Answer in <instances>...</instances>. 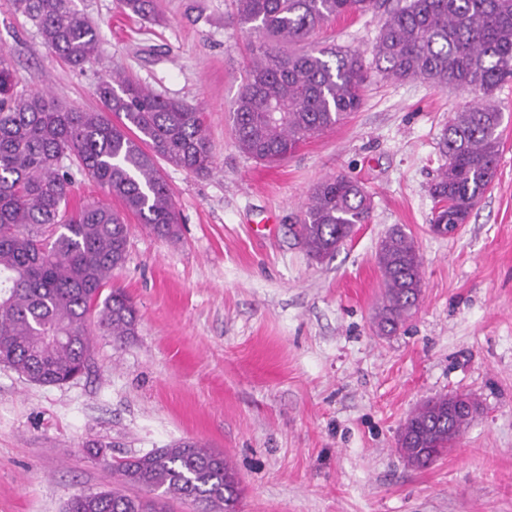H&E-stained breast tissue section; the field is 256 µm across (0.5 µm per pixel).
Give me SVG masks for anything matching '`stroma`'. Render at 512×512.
Segmentation results:
<instances>
[{"label":"stroma","mask_w":512,"mask_h":512,"mask_svg":"<svg viewBox=\"0 0 512 512\" xmlns=\"http://www.w3.org/2000/svg\"><path fill=\"white\" fill-rule=\"evenodd\" d=\"M100 33L96 61L73 68L0 0V50L14 90L49 92L91 111L117 68L155 93L200 104L215 164L204 176L161 163L175 239L135 216L114 287L133 299L135 336L91 332V363L63 385H38L0 363V512H64L76 494L111 489L113 461L185 441L224 456L244 486L241 512H512V81L496 176L468 224L433 230L439 142L467 98L421 80L382 77L371 53L387 9L326 24L321 49L364 54L357 112L283 162L234 143L229 107L250 39L232 0H158L161 23L124 16L118 0H75ZM343 174L372 200L368 223L331 256H309L298 220L312 186ZM273 220L275 230L255 235ZM422 257L415 314L380 335L375 253L392 229ZM478 405L452 452L416 469L397 449L426 400Z\"/></svg>","instance_id":"stroma-1"}]
</instances>
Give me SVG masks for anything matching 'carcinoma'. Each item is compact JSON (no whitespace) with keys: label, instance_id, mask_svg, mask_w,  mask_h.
Returning a JSON list of instances; mask_svg holds the SVG:
<instances>
[{"label":"carcinoma","instance_id":"obj_1","mask_svg":"<svg viewBox=\"0 0 512 512\" xmlns=\"http://www.w3.org/2000/svg\"><path fill=\"white\" fill-rule=\"evenodd\" d=\"M376 0H235L239 25L258 42L229 109L238 149L259 161L285 160L311 137L358 110L368 71L349 48L318 51L306 42L325 23L363 14ZM43 44L76 68L98 55L94 22L74 0H12ZM128 16L158 20L155 0H120ZM384 77L420 79L470 97L448 121L445 158L431 185L432 224H466L498 165L502 113L493 100L512 77V0H405L383 20L372 49ZM100 112H80L47 93H13L11 62L0 50V363L40 385L67 383L89 368L88 323L115 341L135 335L132 299L112 287L127 253L131 214L153 233L178 234L170 188L159 161L205 175L214 165L203 112L164 99L118 69L96 86ZM70 165H65L64 160ZM117 199L73 209L70 167ZM367 190L338 174L316 183L300 235L316 259L333 254L369 221ZM385 288L378 327L393 333L417 308L421 257L405 233L379 243ZM471 414L448 413V396L429 400L406 420L399 452L426 468L448 452ZM118 486L72 498L66 512H168L173 499L203 512H239L235 469L196 443H176L112 465ZM133 487L149 492L130 494Z\"/></svg>","mask_w":512,"mask_h":512}]
</instances>
